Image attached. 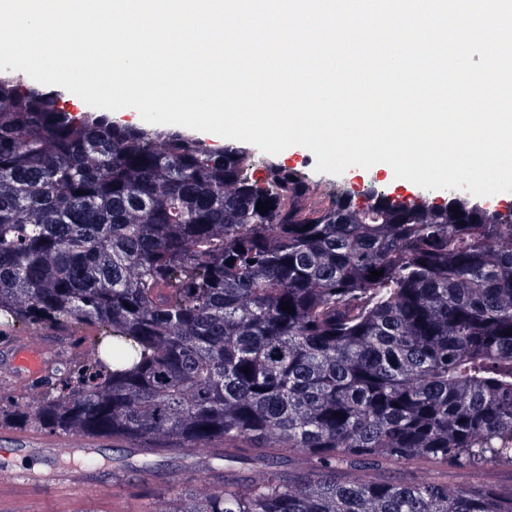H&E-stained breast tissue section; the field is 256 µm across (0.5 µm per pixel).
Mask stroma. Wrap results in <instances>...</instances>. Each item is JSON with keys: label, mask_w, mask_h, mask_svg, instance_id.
<instances>
[{"label": "stroma", "mask_w": 512, "mask_h": 512, "mask_svg": "<svg viewBox=\"0 0 512 512\" xmlns=\"http://www.w3.org/2000/svg\"><path fill=\"white\" fill-rule=\"evenodd\" d=\"M275 162L285 164L295 163L298 170L306 173L309 181L307 194L308 203L321 201V184L340 185L355 192H363L368 187H376L382 192L398 196L407 195L408 198L427 196L428 191L417 184L402 178L395 177L393 172L385 170L365 169L359 166L349 167L341 175H331L317 172L316 158L307 148L293 145L287 147L274 157ZM41 335L46 343L45 361L48 369L56 366L77 369L84 365L82 348L79 344V333L75 330L43 325L40 327L22 325L5 334L6 340L17 344L33 339L34 335ZM48 395V388L40 379H27L0 368V405L13 404L29 405L33 401L42 400ZM23 440L30 446V453L21 455L17 459L19 468H32L35 470H49L53 461L45 454L46 449L60 445H76L80 448H95L103 463L101 469L94 471L93 476L101 486H108L112 480L113 471L122 463L134 461L132 449L108 437H82L51 432L41 427L19 428L12 425H0V447L10 446L15 440ZM211 452L210 446L201 445L194 449L193 467L179 471L174 480L170 482L157 481L152 483L150 489H143L134 472H126L125 501L127 512H145L146 506L152 505L155 500H170L177 495L192 493L205 485L204 474L198 466L208 460ZM29 512H112L110 500L96 495L95 492H85L78 507H70L62 502L54 492L39 491L33 493L28 504Z\"/></svg>", "instance_id": "obj_1"}]
</instances>
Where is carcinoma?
I'll list each match as a JSON object with an SVG mask.
<instances>
[{
  "label": "carcinoma",
  "instance_id": "carcinoma-1",
  "mask_svg": "<svg viewBox=\"0 0 512 512\" xmlns=\"http://www.w3.org/2000/svg\"><path fill=\"white\" fill-rule=\"evenodd\" d=\"M308 190L243 143L74 114L1 72L0 335H97L0 424L109 436L144 485L216 445V490L166 512H512L483 481L512 465V224L462 196L307 211ZM420 461L472 482L354 476Z\"/></svg>",
  "mask_w": 512,
  "mask_h": 512
}]
</instances>
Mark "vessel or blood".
<instances>
[{
	"label": "vessel or blood",
	"mask_w": 512,
	"mask_h": 512,
	"mask_svg": "<svg viewBox=\"0 0 512 512\" xmlns=\"http://www.w3.org/2000/svg\"><path fill=\"white\" fill-rule=\"evenodd\" d=\"M0 351L6 356V368L26 377L40 375L45 367L40 343L7 346ZM17 454V449L0 448V499L8 502L10 512H21L27 502V489L47 487L62 499L71 500L93 483L90 473L77 466H62L47 475L19 469L14 462Z\"/></svg>",
	"instance_id": "vessel-or-blood-1"
}]
</instances>
